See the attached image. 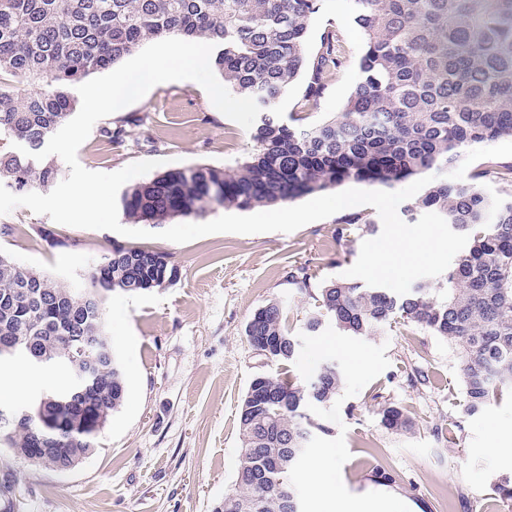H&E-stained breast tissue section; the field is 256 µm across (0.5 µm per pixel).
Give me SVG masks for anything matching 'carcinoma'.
<instances>
[{
	"instance_id": "cac0c4a2",
	"label": "carcinoma",
	"mask_w": 512,
	"mask_h": 512,
	"mask_svg": "<svg viewBox=\"0 0 512 512\" xmlns=\"http://www.w3.org/2000/svg\"><path fill=\"white\" fill-rule=\"evenodd\" d=\"M319 0H0V76L49 89L19 94L0 84V144L42 151L77 107L76 85L109 69L143 43L158 38L207 41L224 86L260 107L252 139L255 152L231 170L174 168L128 186L119 205L132 224L154 227L179 216L218 207L248 210L285 203L348 183L392 187L455 163L465 149L512 137V0H350L364 33L360 78L343 109L307 126L283 120L278 103L307 64L308 29ZM340 60L334 37L313 70V84ZM58 168L0 148V184L17 192L53 183ZM484 171L469 184L432 181L405 212L431 210L469 235V247L448 271L446 291L420 284L405 295L387 288L336 280L317 282L300 267L291 279L314 300L305 323L315 333L333 322L349 336L381 333L400 318L455 343L461 353L464 412L474 415L512 384V198L493 199L482 189ZM178 268L163 251L113 245L66 288L50 274L22 267L0 253V346L22 340L44 357L36 370L62 378L68 392L80 369L79 336L108 339L104 301L77 307L100 288L139 293L172 284ZM255 350L289 365L298 339L279 302L260 307L246 325ZM98 392L68 406L48 405L46 415L92 420L112 414L125 395L117 355L102 364ZM260 403L248 387L238 415L241 442L234 488L214 512H299L291 482L327 432L312 417L336 399L343 372L323 364L306 381L289 371L259 375ZM388 430L407 431L412 420L399 406L379 410ZM41 420L21 416L5 443L29 457L39 453ZM98 438L76 435L62 444L66 457L42 456L40 465L69 468Z\"/></svg>"
}]
</instances>
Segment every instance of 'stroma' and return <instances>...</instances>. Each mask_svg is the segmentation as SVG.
I'll return each instance as SVG.
<instances>
[{"label":"stroma","mask_w":512,"mask_h":512,"mask_svg":"<svg viewBox=\"0 0 512 512\" xmlns=\"http://www.w3.org/2000/svg\"><path fill=\"white\" fill-rule=\"evenodd\" d=\"M330 32L339 40V67L313 107L305 103L311 73L303 71L278 105L284 118L307 125L334 116L357 82L364 35L349 0H322L307 33L309 58ZM111 125L125 128L123 139L103 136ZM254 148L250 131L219 112L199 84L184 80L158 84L98 120L77 158L95 172L143 160L164 161L169 169H224ZM510 164L512 138L503 137L467 149L444 177L466 183L484 169V191L503 196L512 183L489 169ZM359 211L371 229L339 233L333 215L291 233H219L184 244L61 225L25 207L0 215V226L12 229L0 235V251L66 286L79 283L116 243L164 251L179 270L169 287L116 291L104 304L126 394L95 453L60 473L0 444V512H213L235 483L241 399L255 376L276 369L245 334L253 313L272 301L283 303L299 339L292 373L306 379L333 362L344 374L335 403L319 412L328 431L313 444L317 455L332 450L330 470L343 494L386 498L390 512H512V501L495 490L498 479L512 475V457L491 450L494 436L512 439L511 389L469 416L460 353L451 341L400 319L371 337L345 336L328 321L317 333L305 331L314 302L289 273L304 267L318 281L343 280L362 241L382 231L375 208ZM43 228L66 246L49 247ZM356 352L361 362H354ZM387 403L407 411L410 431L381 425L379 410ZM380 468L391 482L377 481Z\"/></svg>","instance_id":"stroma-1"}]
</instances>
